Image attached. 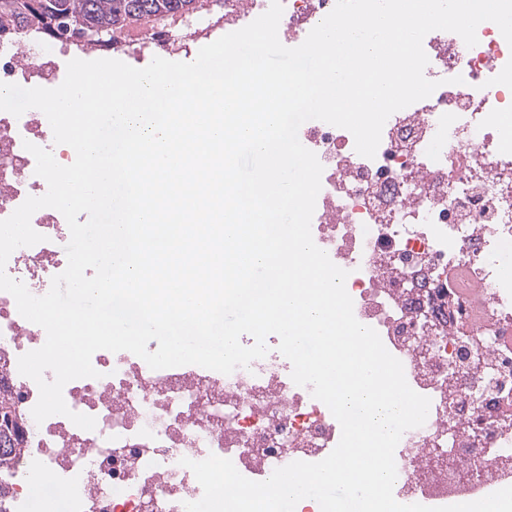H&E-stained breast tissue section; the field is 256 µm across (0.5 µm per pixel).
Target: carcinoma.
Returning <instances> with one entry per match:
<instances>
[{"instance_id":"1","label":"carcinoma","mask_w":512,"mask_h":512,"mask_svg":"<svg viewBox=\"0 0 512 512\" xmlns=\"http://www.w3.org/2000/svg\"><path fill=\"white\" fill-rule=\"evenodd\" d=\"M202 0H0V38L25 29L85 46L116 44L132 25L165 27L203 8ZM12 406L0 400V464L23 456Z\"/></svg>"}]
</instances>
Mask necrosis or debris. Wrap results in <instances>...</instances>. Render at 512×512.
Returning <instances> with one entry per match:
<instances>
[{
  "instance_id": "necrosis-or-debris-1",
  "label": "necrosis or debris",
  "mask_w": 512,
  "mask_h": 512,
  "mask_svg": "<svg viewBox=\"0 0 512 512\" xmlns=\"http://www.w3.org/2000/svg\"><path fill=\"white\" fill-rule=\"evenodd\" d=\"M278 35L299 46L336 0H282ZM215 21L204 8L179 28L138 31L143 45H183ZM478 43L428 33L426 78L437 89L386 121L375 158L352 134L315 120L298 138L323 166L311 220L315 244L348 271L345 286L359 322L374 328L404 367L409 386L431 400L428 418L395 450L396 499L441 506L474 502L512 486V46L482 22ZM42 36L0 40V82L25 88L61 84L41 51ZM41 112L0 111V220L27 197L43 196L27 144L48 147ZM66 221L52 208L31 218L44 242L16 249L7 274L36 296L64 262L52 250ZM46 341L11 294L0 291V390L19 417L27 453L0 478L12 512H29L27 483L42 478L64 512H185L201 485L182 459L217 455L248 479L294 461L318 462L337 446L341 427L269 336V353L224 375L197 365L154 370L136 355L100 350L98 375L66 384L70 411L95 418L84 430L68 417L35 422L36 383L18 371L21 355ZM473 352L459 374L450 363Z\"/></svg>"
}]
</instances>
